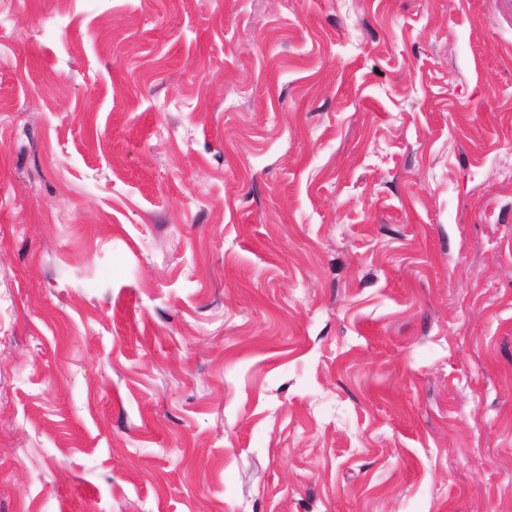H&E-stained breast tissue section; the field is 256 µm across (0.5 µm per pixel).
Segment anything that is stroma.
<instances>
[{"label": "stroma", "instance_id": "35a3bbf8", "mask_svg": "<svg viewBox=\"0 0 512 512\" xmlns=\"http://www.w3.org/2000/svg\"><path fill=\"white\" fill-rule=\"evenodd\" d=\"M0 512H512V0H0Z\"/></svg>", "mask_w": 512, "mask_h": 512}]
</instances>
